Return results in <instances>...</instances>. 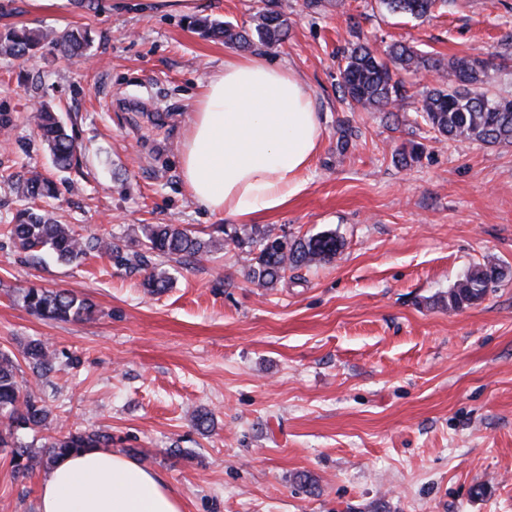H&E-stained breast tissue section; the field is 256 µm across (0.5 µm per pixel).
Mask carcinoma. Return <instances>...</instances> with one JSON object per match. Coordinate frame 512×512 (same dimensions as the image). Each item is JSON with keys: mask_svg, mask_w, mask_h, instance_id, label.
Instances as JSON below:
<instances>
[{"mask_svg": "<svg viewBox=\"0 0 512 512\" xmlns=\"http://www.w3.org/2000/svg\"><path fill=\"white\" fill-rule=\"evenodd\" d=\"M387 11L426 17L432 9L445 6L448 0H381ZM194 25L224 42L247 48L258 42L275 45L288 33V16L279 9L278 0H259L253 30H236L224 22L206 19ZM92 42L86 31L64 32L12 29L0 34V56L22 58L43 47L68 57L81 58ZM340 89L343 95L364 111L398 110L409 98L404 83L396 72L421 69L448 72L454 81L427 91L417 113L421 122L436 136L458 141H478L487 145L512 143V98L493 96L484 88L485 76L491 66L489 59L478 55L453 57L444 64L438 59L417 53L411 46L394 43L384 56H379L366 44H357L344 55ZM38 135L47 146L53 164L67 170L78 163V146L66 132L58 115L44 106L36 115ZM5 182L21 186L26 204L18 209L13 223L3 227V236L11 240L32 262H41L50 253L62 262L76 261L91 251L110 257L118 268L139 269L150 263L149 257L177 256L196 261L224 247L223 240L207 238L200 232L175 224H146L142 228L140 249L114 241L88 240L68 224H59L48 210L58 199L55 183L39 173L18 178L12 173L0 176ZM42 205H36V202ZM237 247H247L254 254L248 272L249 281L260 288H272L290 270L302 266L329 263L342 250L344 243L331 231L309 237L290 238L267 229H256L242 237L236 232L225 233ZM504 273L495 265L473 266L448 292V308L460 309L483 299L489 284ZM170 284L164 271H151L143 281L149 293H159ZM23 303L33 315L45 320H86L94 314V305L65 290L28 288ZM24 358L33 371L46 375L55 368L54 353L39 340L30 341ZM15 359L0 351V448L10 449L11 463L17 475L28 478L38 469L47 470L63 456L84 448H97L112 442L105 431H70L60 437L49 436L44 451L37 455L28 445L18 441L17 433L49 426L50 411L43 401L25 389Z\"/></svg>", "mask_w": 512, "mask_h": 512, "instance_id": "obj_1", "label": "carcinoma"}]
</instances>
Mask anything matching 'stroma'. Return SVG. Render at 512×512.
<instances>
[{"label":"stroma","instance_id":"35a3bbf8","mask_svg":"<svg viewBox=\"0 0 512 512\" xmlns=\"http://www.w3.org/2000/svg\"><path fill=\"white\" fill-rule=\"evenodd\" d=\"M200 3L199 17L239 30L257 11L255 0ZM280 3L288 35L262 52L309 85L321 143L286 206L242 219L197 205L179 158L197 96L239 48L142 0H0V33L93 38L79 61L0 57V174L57 181L59 223L122 241L146 224L344 240L335 261L273 288L248 281L250 256L231 244L191 263L156 257L172 282L149 295L147 269L95 251L34 264L0 237V350L19 358L45 342L55 370L22 375L51 426L111 433L112 451L164 476L184 512H512V144L437 140L417 125L429 72L403 74L409 97L394 118L353 110L339 90L343 51L358 42L444 62L503 53L512 0H454L430 19L379 0ZM42 103L81 145L79 166L54 168L34 123ZM411 141L419 159L397 165ZM479 263L503 279L449 309V290ZM33 286L89 299L95 313L41 319L22 300ZM46 476L16 480L0 452V512H37Z\"/></svg>","mask_w":512,"mask_h":512}]
</instances>
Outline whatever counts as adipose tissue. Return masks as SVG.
<instances>
[{
    "label": "adipose tissue",
    "instance_id": "obj_1",
    "mask_svg": "<svg viewBox=\"0 0 512 512\" xmlns=\"http://www.w3.org/2000/svg\"><path fill=\"white\" fill-rule=\"evenodd\" d=\"M312 93L261 54L225 60L194 104L180 162L191 197L212 214L249 218L284 207L321 140ZM38 512H182L163 477L123 454L92 448L59 460Z\"/></svg>",
    "mask_w": 512,
    "mask_h": 512
}]
</instances>
